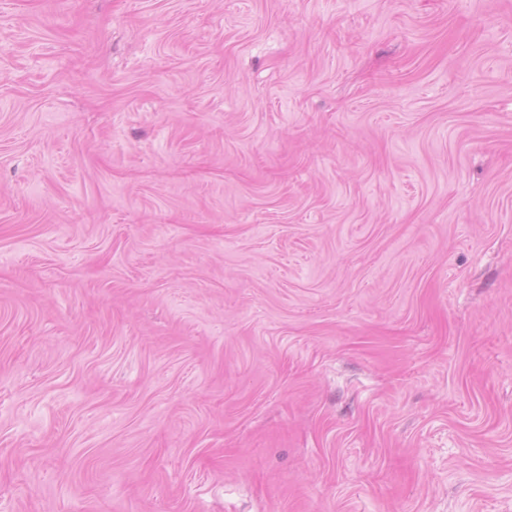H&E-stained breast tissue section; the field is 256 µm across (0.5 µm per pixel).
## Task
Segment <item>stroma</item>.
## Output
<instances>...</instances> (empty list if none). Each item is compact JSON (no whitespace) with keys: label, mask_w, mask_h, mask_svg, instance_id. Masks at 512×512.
<instances>
[{"label":"stroma","mask_w":512,"mask_h":512,"mask_svg":"<svg viewBox=\"0 0 512 512\" xmlns=\"http://www.w3.org/2000/svg\"><path fill=\"white\" fill-rule=\"evenodd\" d=\"M0 512H512V0H0Z\"/></svg>","instance_id":"stroma-1"}]
</instances>
